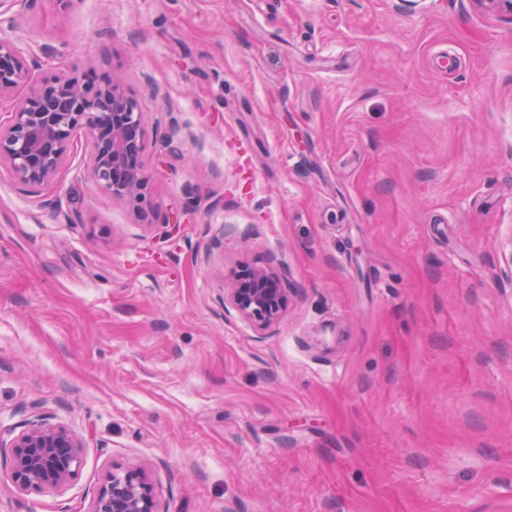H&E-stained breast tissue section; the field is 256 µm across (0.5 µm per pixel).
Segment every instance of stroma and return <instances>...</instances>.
<instances>
[{
	"label": "stroma",
	"instance_id": "1",
	"mask_svg": "<svg viewBox=\"0 0 512 512\" xmlns=\"http://www.w3.org/2000/svg\"><path fill=\"white\" fill-rule=\"evenodd\" d=\"M35 80L120 81L151 206L78 140L0 164V436L85 440L59 493L150 471L161 512H512V17L470 0H25ZM277 260L280 322L225 308Z\"/></svg>",
	"mask_w": 512,
	"mask_h": 512
}]
</instances>
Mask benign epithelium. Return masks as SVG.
Instances as JSON below:
<instances>
[{
    "mask_svg": "<svg viewBox=\"0 0 512 512\" xmlns=\"http://www.w3.org/2000/svg\"><path fill=\"white\" fill-rule=\"evenodd\" d=\"M488 13L512 16V0H471ZM47 44L29 57L11 39L0 38V102H10L11 120L0 127V162L13 180L36 191L63 166L76 138H85L84 174L109 197L140 205L150 174L143 158V120L134 99L115 81L89 93L73 77L57 73L37 81L33 69L54 56ZM288 288L275 264L243 266L224 289V307L265 331L276 325ZM84 441L63 426L38 416L21 425L9 441L8 465L15 487L49 492L65 487L81 464ZM88 512H160L157 494L142 468L114 470L100 484Z\"/></svg>",
    "mask_w": 512,
    "mask_h": 512,
    "instance_id": "1",
    "label": "benign epithelium"
}]
</instances>
